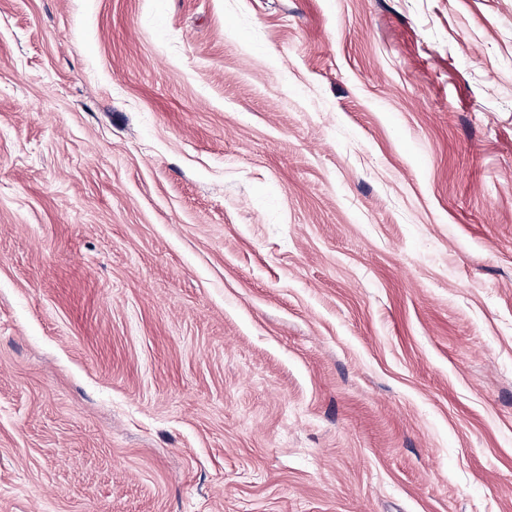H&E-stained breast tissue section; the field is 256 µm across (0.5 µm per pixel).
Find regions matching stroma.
<instances>
[{"label":"stroma","mask_w":512,"mask_h":512,"mask_svg":"<svg viewBox=\"0 0 512 512\" xmlns=\"http://www.w3.org/2000/svg\"><path fill=\"white\" fill-rule=\"evenodd\" d=\"M0 512H512V0H0Z\"/></svg>","instance_id":"1"}]
</instances>
